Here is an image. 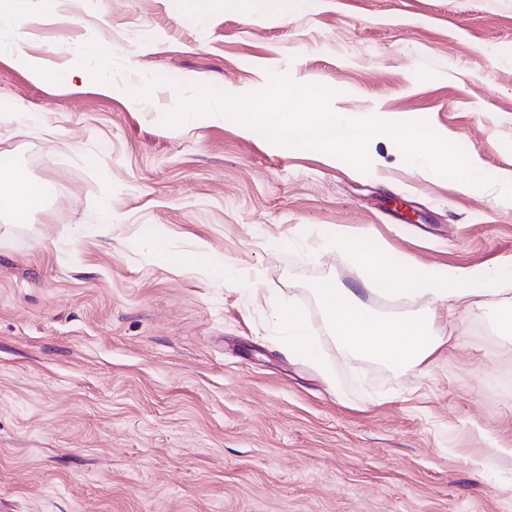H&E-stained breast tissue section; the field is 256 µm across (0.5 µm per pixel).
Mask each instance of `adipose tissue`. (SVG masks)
Listing matches in <instances>:
<instances>
[{
    "label": "adipose tissue",
    "mask_w": 512,
    "mask_h": 512,
    "mask_svg": "<svg viewBox=\"0 0 512 512\" xmlns=\"http://www.w3.org/2000/svg\"><path fill=\"white\" fill-rule=\"evenodd\" d=\"M111 45H97L78 54L74 66L67 69L46 68L33 59L29 67L40 80L69 83L74 75L91 66L103 65L111 56ZM46 192L42 184L31 180L20 168L0 175V213L15 220H25L43 208ZM331 241L337 250L351 252L366 271L368 286L392 298H424L428 304L414 317L378 318L367 312L357 293L328 281L316 289L324 320L337 343L345 350L407 366L417 370L446 338L438 325L436 307L444 302L485 304L506 293L512 286V262L477 275L465 268L449 270L440 278L389 259L375 245H357L341 232H333ZM271 322L286 330L288 348L308 358L317 354L314 342L305 334L304 316L298 309L269 312Z\"/></svg>",
    "instance_id": "obj_1"
}]
</instances>
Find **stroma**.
I'll return each mask as SVG.
<instances>
[{"instance_id": "obj_1", "label": "stroma", "mask_w": 512, "mask_h": 512, "mask_svg": "<svg viewBox=\"0 0 512 512\" xmlns=\"http://www.w3.org/2000/svg\"><path fill=\"white\" fill-rule=\"evenodd\" d=\"M17 7L28 26L0 57V97L39 120L0 112V161L43 183L46 205L0 216V512H512L497 306H440L451 335L408 372L337 347L315 294L363 279L323 247L334 229L436 275L512 261V0ZM100 42L105 71L69 84L26 64L64 68ZM273 73L334 90L351 118L427 122L492 185L385 139L362 172L220 115L163 121L177 85L248 95ZM151 237L187 265L162 264ZM273 305L304 311L320 362L288 354ZM228 7H240L249 12L256 11H284L288 10L291 2L288 0H227Z\"/></svg>"}]
</instances>
